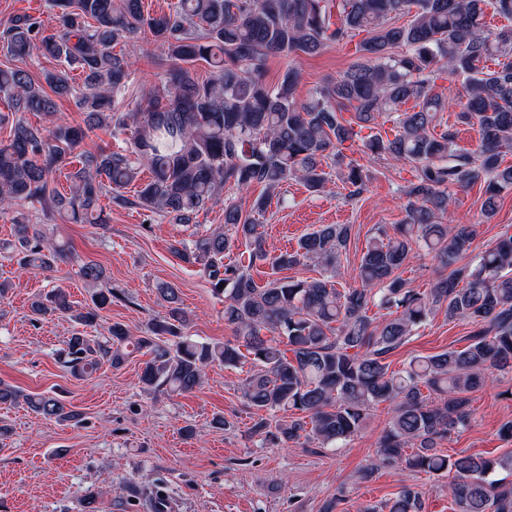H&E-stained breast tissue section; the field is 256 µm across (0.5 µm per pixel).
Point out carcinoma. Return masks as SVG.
<instances>
[{"mask_svg": "<svg viewBox=\"0 0 512 512\" xmlns=\"http://www.w3.org/2000/svg\"><path fill=\"white\" fill-rule=\"evenodd\" d=\"M49 6L57 19L50 32L27 13L0 20V45L12 56L37 50L61 65L44 75L48 92L23 68H0V100L16 113L49 119L45 125L18 117L9 139L0 141V215L13 214L11 248L23 265L47 272L65 256L47 244L43 225L19 211L27 201L76 224L102 225L100 197L127 205L132 201L121 191L135 183L132 203L171 224H189L226 188L264 187L250 213L228 201L223 225L172 245L181 260L202 267L213 294L224 297V322L234 340L187 336L178 289L161 283L166 312L151 321L146 335L132 340L120 322L112 323L103 342L76 333L64 350L65 367L84 377L105 363L121 367L130 347L144 349L150 356L140 375L144 387L185 394L204 382L209 366L248 362L253 370L242 398L259 412L253 432L273 447L302 440L335 448L364 427L375 405L387 402L392 416L368 471L398 464L412 473L449 476L445 488L455 512H512V483L487 479L496 472L512 475V451L454 458L440 450L442 441L470 425L469 394L494 372L512 369V234L461 265L474 229L454 223L449 211L456 192L480 183L482 212L491 217L501 193L512 189V166H501L502 153L512 149V28L492 32L484 22L489 7L512 18V0H177L159 15L144 14L143 0H49ZM405 13L411 19L397 23ZM145 30L173 64L163 89L124 111L134 62L113 52V45ZM359 35L357 50L367 61L327 80L307 104L295 101L294 68L273 87L263 80L269 57L312 56ZM490 59L493 69L486 66ZM199 62L210 68L206 79L197 75ZM439 79L459 84L462 96L435 93ZM57 97L72 99L83 124L54 121ZM409 100L415 110H400ZM455 107V124H440L438 114ZM344 112L353 113V121H342ZM383 112L395 113L394 137L375 135L363 147L416 165L417 181L406 191L405 222L392 235L377 229L357 268L359 285L340 290L334 278L349 225L321 224L298 240L296 250L272 256L256 216L291 180L312 192L325 190L332 164L345 165L339 177L349 196L362 194L366 175L360 165L343 163L342 149L357 136L355 127L374 123ZM457 124L478 126L475 149L457 144ZM97 130L125 135L127 149L81 156V167L69 174V196H59L50 176ZM241 239L249 245L248 264L224 262ZM415 247L451 268L426 294L399 275ZM305 261L320 266L321 277L277 276L260 285L251 274L257 265L278 273ZM80 274L95 287L91 306L76 312L66 292L55 288L32 305L33 313L68 314L93 325L114 294L102 287L107 275L101 265L86 262ZM373 307L389 318L375 321ZM437 310L470 324L468 345L389 370L388 355ZM21 399L46 419L80 417L55 394L22 397L0 383V405ZM280 411L285 416L279 419L266 416ZM360 512H423V492L406 484Z\"/></svg>", "mask_w": 512, "mask_h": 512, "instance_id": "carcinoma-1", "label": "carcinoma"}]
</instances>
